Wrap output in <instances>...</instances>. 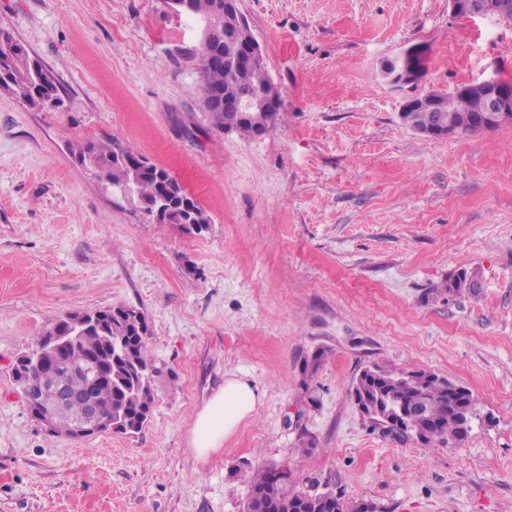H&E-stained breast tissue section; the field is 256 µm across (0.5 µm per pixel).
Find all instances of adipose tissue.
Masks as SVG:
<instances>
[{
    "label": "adipose tissue",
    "mask_w": 512,
    "mask_h": 512,
    "mask_svg": "<svg viewBox=\"0 0 512 512\" xmlns=\"http://www.w3.org/2000/svg\"><path fill=\"white\" fill-rule=\"evenodd\" d=\"M263 401L258 386L231 376L215 390L197 412L189 431V446L198 459H208L224 442L250 420Z\"/></svg>",
    "instance_id": "ef3b65f1"
}]
</instances>
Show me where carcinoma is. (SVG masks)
<instances>
[{"label": "carcinoma", "mask_w": 512, "mask_h": 512, "mask_svg": "<svg viewBox=\"0 0 512 512\" xmlns=\"http://www.w3.org/2000/svg\"><path fill=\"white\" fill-rule=\"evenodd\" d=\"M223 5V0H190L189 14L206 16ZM248 30L240 28L231 19L224 22V36L210 39L201 52L200 73L202 86L222 90L226 87L238 89L241 96H259L269 84L267 67L257 65L234 71L224 67V47L239 45L247 40ZM34 105L56 107L61 103L57 87L40 64L30 59L23 45L13 41L10 34L0 26V84ZM426 100L436 111L420 112L414 108L404 112L400 118L406 126L417 132L432 133L435 130H462L467 134L476 132L481 113L479 103L466 93L458 91L448 95L432 91ZM213 129L234 130L244 136L253 137L266 129V108L258 105L244 114L237 106V98L228 100L216 94L203 98ZM71 152L79 161L91 166L97 177L107 187L117 192L127 185L134 186L133 202L148 207L157 200L163 190L176 183L167 170L146 164L147 172L133 170L126 158L115 146V141L76 142L70 145ZM168 224L188 222L203 228L210 219L200 203L178 189L171 194L168 211L161 219ZM448 295L478 292L477 281L461 272L441 286ZM151 329L148 323L142 328L128 322L121 306L105 309L102 324L81 330L77 337L70 338L65 346L63 362L57 367L58 377L70 389L79 391L84 380L73 375V369L92 361L97 368L95 399L102 415L112 418L115 431L133 434L142 430L148 421L154 403L153 377L158 373L148 348ZM52 361L44 352L43 336L34 340L26 372L15 369L16 380L26 392H32L45 401L56 398L57 387L42 378L44 362ZM452 383H440L435 374L423 370H399L386 364H375V368L363 374L356 384V394L364 404L379 406L386 414L389 405L405 409L401 420V442L413 440L411 434L425 436L422 444L437 440L457 444L472 428L477 417L472 394L465 392L461 402L448 394ZM80 403H57L53 406L54 434L69 436L81 419ZM277 468L264 466L253 470L249 476L250 493L246 512H361V506H370L362 500L346 502L330 488L323 490L313 485L309 489L296 486L289 481L275 483Z\"/></svg>", "instance_id": "cac0c4a2"}]
</instances>
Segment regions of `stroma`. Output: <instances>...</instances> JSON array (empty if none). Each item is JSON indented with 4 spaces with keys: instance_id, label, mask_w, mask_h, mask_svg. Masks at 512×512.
Wrapping results in <instances>:
<instances>
[{
    "instance_id": "35a3bbf8",
    "label": "stroma",
    "mask_w": 512,
    "mask_h": 512,
    "mask_svg": "<svg viewBox=\"0 0 512 512\" xmlns=\"http://www.w3.org/2000/svg\"><path fill=\"white\" fill-rule=\"evenodd\" d=\"M240 8L280 93L249 138L202 108L200 18L165 0H0L63 101L0 90V512H245L251 469L271 464L378 512H512V124L434 139L399 119L433 90L512 82V25L448 0ZM413 45L423 78L389 83L384 65ZM110 138L166 169L208 230L143 216L69 149ZM463 270L478 294L439 295ZM119 305L151 327L147 424L48 433L16 357L64 314ZM370 363L470 390L467 438L373 432L350 397ZM234 374L264 401L197 460L194 413Z\"/></svg>"
}]
</instances>
